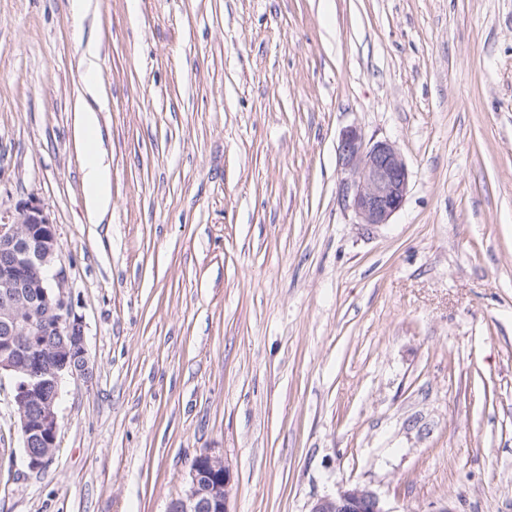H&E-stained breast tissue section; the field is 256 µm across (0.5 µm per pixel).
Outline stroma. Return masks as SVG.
<instances>
[{
	"mask_svg": "<svg viewBox=\"0 0 512 512\" xmlns=\"http://www.w3.org/2000/svg\"><path fill=\"white\" fill-rule=\"evenodd\" d=\"M87 2L0 0V219L44 205L89 368L39 473L0 386V512H166L207 449L230 512H512V0ZM349 126L406 161L390 223L340 201ZM99 52L98 44L90 39L86 42L83 48V58L88 62L87 68V79L84 85V94L97 99L99 96L98 82L96 80V76L94 74V62L93 60L97 57ZM75 135L83 144L92 149L90 157L83 167L82 185L85 211L90 222L98 221L108 210L112 202L110 165L100 150L101 132L97 110L82 100L75 112ZM308 512H392L369 487L355 484L340 487L335 494L313 499Z\"/></svg>",
	"mask_w": 512,
	"mask_h": 512,
	"instance_id": "stroma-1",
	"label": "stroma"
}]
</instances>
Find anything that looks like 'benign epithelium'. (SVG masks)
Masks as SVG:
<instances>
[{"instance_id":"1","label":"benign epithelium","mask_w":512,"mask_h":512,"mask_svg":"<svg viewBox=\"0 0 512 512\" xmlns=\"http://www.w3.org/2000/svg\"><path fill=\"white\" fill-rule=\"evenodd\" d=\"M342 177L339 197L360 223H389L408 192L407 164L395 143L366 139L356 127L340 133ZM67 270L60 259L54 225L39 201L18 205L12 222H0V382L11 383L12 405L23 459L32 472L52 461L57 448L62 387L88 371L85 327L65 291ZM57 327L50 344L28 313ZM231 470L211 452L197 455L184 492L166 512H230ZM309 512H393L369 487L355 484L313 499Z\"/></svg>"}]
</instances>
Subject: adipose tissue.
Segmentation results:
<instances>
[{
  "label": "adipose tissue",
  "instance_id": "obj_1",
  "mask_svg": "<svg viewBox=\"0 0 512 512\" xmlns=\"http://www.w3.org/2000/svg\"><path fill=\"white\" fill-rule=\"evenodd\" d=\"M86 98L75 112V135L92 153L83 167L82 185L85 211L90 221H98L109 209L112 202L111 171L105 155L98 150L101 132L96 109L92 99L98 98L99 89L95 74H88L84 85Z\"/></svg>",
  "mask_w": 512,
  "mask_h": 512
}]
</instances>
